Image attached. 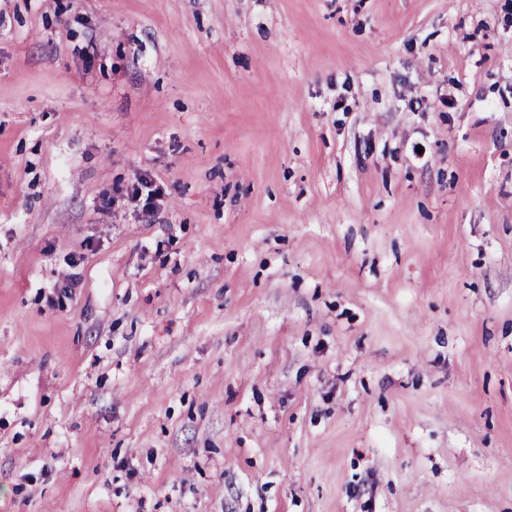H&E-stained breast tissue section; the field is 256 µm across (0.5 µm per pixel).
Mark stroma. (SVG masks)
<instances>
[{"label": "stroma", "instance_id": "35a3bbf8", "mask_svg": "<svg viewBox=\"0 0 512 512\" xmlns=\"http://www.w3.org/2000/svg\"><path fill=\"white\" fill-rule=\"evenodd\" d=\"M503 4L0 0V512H512Z\"/></svg>", "mask_w": 512, "mask_h": 512}]
</instances>
